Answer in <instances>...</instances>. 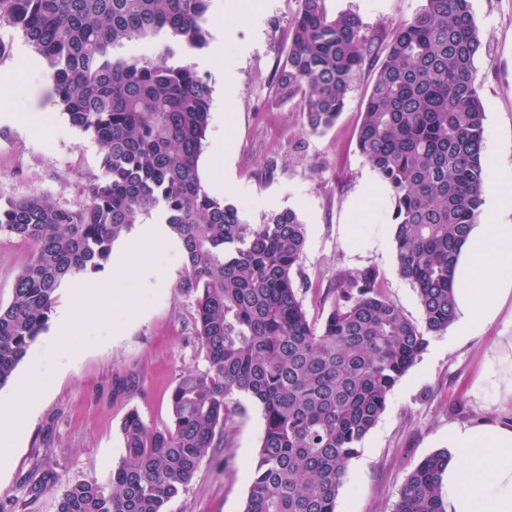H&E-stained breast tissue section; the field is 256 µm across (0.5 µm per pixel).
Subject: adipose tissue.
<instances>
[{
	"label": "adipose tissue",
	"instance_id": "1",
	"mask_svg": "<svg viewBox=\"0 0 512 512\" xmlns=\"http://www.w3.org/2000/svg\"><path fill=\"white\" fill-rule=\"evenodd\" d=\"M454 339L487 332L512 303V224H476L455 269ZM489 404L512 405V335L492 337L476 382ZM445 512H512V421L484 419L448 427L441 477Z\"/></svg>",
	"mask_w": 512,
	"mask_h": 512
}]
</instances>
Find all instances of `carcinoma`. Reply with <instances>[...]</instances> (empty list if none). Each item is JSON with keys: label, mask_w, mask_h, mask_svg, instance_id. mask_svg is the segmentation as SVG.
Here are the masks:
<instances>
[{"label": "carcinoma", "mask_w": 512, "mask_h": 512, "mask_svg": "<svg viewBox=\"0 0 512 512\" xmlns=\"http://www.w3.org/2000/svg\"><path fill=\"white\" fill-rule=\"evenodd\" d=\"M211 0H0V25L21 29L47 65L70 124L101 145V174L75 208L44 195L0 205V234L34 247L12 299L0 306V386L46 328L58 289L104 269L113 244L159 210L183 252L178 288L193 296L206 368L182 375L171 424L148 427L131 412L124 455L107 484L79 481L58 512H165L195 478L228 401L262 408L264 430L243 512H335L359 445L429 335L453 320L458 246L477 223L485 193V112L475 78L481 38L470 0H423L385 46L365 102L360 154L390 192L399 274L417 289L420 328L387 300L376 273L347 274L323 322L297 295L306 225L292 209L252 224L203 185L198 160L211 88L190 64L168 65L128 48L202 49ZM375 51L352 13L301 0L277 91L300 96L311 133L343 111L355 74ZM448 451L422 460L394 512H444L439 492ZM59 481L44 463L29 485L39 498Z\"/></svg>", "instance_id": "1"}]
</instances>
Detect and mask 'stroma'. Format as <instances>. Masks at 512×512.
Wrapping results in <instances>:
<instances>
[{"label": "stroma", "instance_id": "obj_1", "mask_svg": "<svg viewBox=\"0 0 512 512\" xmlns=\"http://www.w3.org/2000/svg\"><path fill=\"white\" fill-rule=\"evenodd\" d=\"M326 5L333 13L358 15L382 47L419 12L422 0H327ZM299 7V0H211V14L224 18L223 30L211 32L223 37V55L202 49L171 57V64L195 65L213 99L231 98L227 108L210 111L198 162L202 182L254 224L272 211L299 213L307 237L295 280L311 322H323L341 276L369 268L383 295L422 324L417 292L397 269L386 193L356 149L382 58L374 56L357 74L332 128L307 132L298 99L282 97L275 79ZM470 7L482 40L475 59L485 110L482 217L511 224L512 209L499 206L497 192L512 178V0H470ZM0 42L10 47L0 68L19 69L21 83L18 94L0 101V204L30 194L73 207L84 203L100 173V145L60 112L44 63L21 33L0 25ZM225 72L233 77L229 93L218 80ZM31 254L30 243L0 235L1 305L10 302ZM181 273L166 247L143 245L127 269L96 273V297L81 303L65 336L57 333V315L80 302L83 279L75 277L58 290L46 329L0 387V398L6 399L21 380H29L30 391L17 406H36L20 438L0 439V503L14 505L16 512H57L69 482L108 483L124 454L121 424L130 411L153 429L170 424L174 385L184 372L206 366L195 334L194 300L177 286ZM116 291L139 300V316L114 301ZM488 349L485 339L455 345L445 331L430 337L352 459L336 512H393L410 472L446 449L449 424L492 416L473 388ZM263 429L259 404L244 394L234 396L220 448L206 456L166 512H243ZM46 457L61 479L28 502L27 486Z\"/></svg>", "mask_w": 512, "mask_h": 512}]
</instances>
